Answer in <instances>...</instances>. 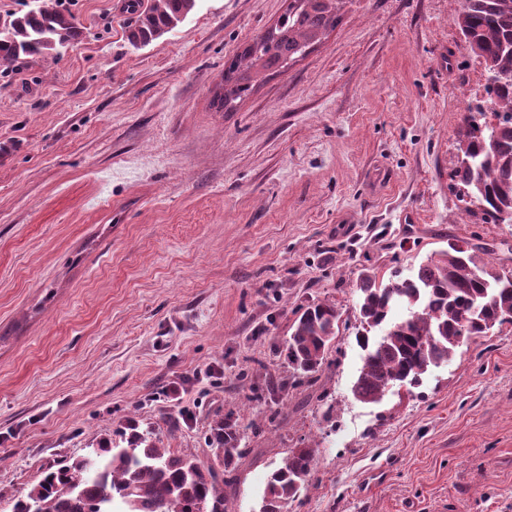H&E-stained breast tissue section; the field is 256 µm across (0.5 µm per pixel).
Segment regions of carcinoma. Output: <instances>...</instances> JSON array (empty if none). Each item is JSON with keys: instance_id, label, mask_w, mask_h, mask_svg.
Returning <instances> with one entry per match:
<instances>
[{"instance_id": "1", "label": "carcinoma", "mask_w": 512, "mask_h": 512, "mask_svg": "<svg viewBox=\"0 0 512 512\" xmlns=\"http://www.w3.org/2000/svg\"><path fill=\"white\" fill-rule=\"evenodd\" d=\"M345 0H291L271 33L255 38L224 64V95L218 106L249 96L260 73L286 69L290 61L336 27ZM196 6V0H150L130 3L133 21L125 37L130 46H146L174 30ZM455 23L493 77L486 110L467 108L459 133L455 169L459 198L478 204L487 224H512V0H462ZM75 17L48 0L0 22V66L59 55L79 40ZM489 248L466 242L436 252L416 272L395 271L382 281L364 271L357 288L356 341L365 352L353 395L378 403L393 387L408 392L422 385L428 371L450 362L466 341L512 324V274L480 259ZM407 315L389 321L393 307ZM340 314L336 304L318 300L295 312L282 353L291 375L270 387L284 392L309 385L327 361L336 339ZM384 329L376 340L371 332ZM242 425L229 414L214 421L207 442L224 471L231 472L243 439ZM152 426L127 423L118 438L103 437L85 454L45 472L14 512H225L224 480L211 467L160 446ZM317 449L293 448L266 479L260 512H282L299 498L314 470Z\"/></svg>"}]
</instances>
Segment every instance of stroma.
<instances>
[{
  "instance_id": "1",
  "label": "stroma",
  "mask_w": 512,
  "mask_h": 512,
  "mask_svg": "<svg viewBox=\"0 0 512 512\" xmlns=\"http://www.w3.org/2000/svg\"><path fill=\"white\" fill-rule=\"evenodd\" d=\"M128 0H64L84 35L0 73V512L126 421L223 471L206 442L255 421L224 490L259 512L267 473L310 444L288 512H512V326L470 340L414 392L356 400V283L480 238L512 271V225L451 186L484 64L462 0H347L288 70L219 109L225 60L288 0H197L135 50ZM418 221L407 224L405 212ZM335 302L311 387L269 409L297 309Z\"/></svg>"
}]
</instances>
